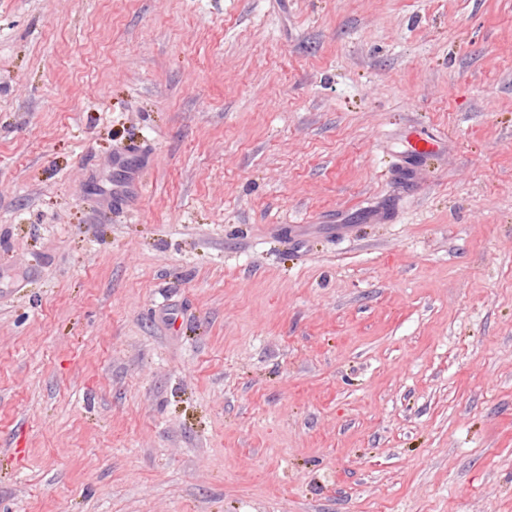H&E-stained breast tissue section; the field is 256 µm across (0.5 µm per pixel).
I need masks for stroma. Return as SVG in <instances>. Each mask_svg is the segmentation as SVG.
<instances>
[{
    "instance_id": "stroma-1",
    "label": "stroma",
    "mask_w": 512,
    "mask_h": 512,
    "mask_svg": "<svg viewBox=\"0 0 512 512\" xmlns=\"http://www.w3.org/2000/svg\"><path fill=\"white\" fill-rule=\"evenodd\" d=\"M0 512H512V0H0Z\"/></svg>"
}]
</instances>
